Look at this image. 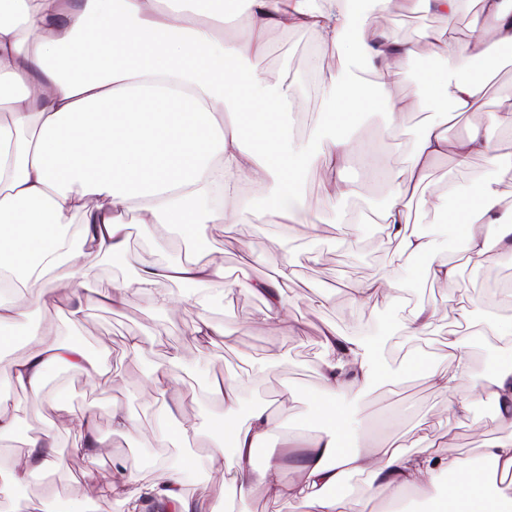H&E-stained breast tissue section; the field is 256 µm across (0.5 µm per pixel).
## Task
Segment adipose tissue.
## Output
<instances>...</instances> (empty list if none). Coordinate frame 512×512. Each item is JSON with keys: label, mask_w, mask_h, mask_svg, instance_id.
Masks as SVG:
<instances>
[{"label": "adipose tissue", "mask_w": 512, "mask_h": 512, "mask_svg": "<svg viewBox=\"0 0 512 512\" xmlns=\"http://www.w3.org/2000/svg\"><path fill=\"white\" fill-rule=\"evenodd\" d=\"M201 2L0 0V111L11 114L10 122L0 123V328L29 348L19 359L0 357L1 442L17 433L7 407L22 396L42 400L51 370L63 367L97 382L110 376L106 364L81 344L30 328L29 315L42 307L45 295L66 288L86 303L103 302L115 311L136 294L160 312L185 303L198 310L192 335L209 343L223 335V326L208 315L207 300L194 292L223 282L222 260H170L135 269L133 283L115 279L107 288H89L92 270L85 256L125 259L129 211L140 213L145 229L163 227L177 235L188 227L199 238L212 225L241 223L255 196L276 223L305 224L299 185L315 168L322 171L330 201L347 200L356 192L345 177L351 136L334 115L364 114L376 106L343 96V88L360 67L385 78L416 59L417 46L396 39L384 24L394 12L426 9L450 21L467 0H235L238 26L231 39L218 34L228 19L223 11L201 16ZM479 2L467 43L447 27L426 35V79L446 107L410 138L406 167L387 172L394 189L377 214L380 234L400 253L426 257L428 277L450 288L460 270L449 251L462 253L475 267L494 252L512 255V215L502 213L492 182L478 186L480 201L462 223H449L453 242L409 230L408 199L437 213L448 208V193L432 191L427 181L438 159L452 155L463 164L481 157L502 175L512 174V87L502 92L503 111L470 125L462 138L448 137L449 118L484 106L482 84L459 70L456 58L469 53L492 71L499 50L512 48V0ZM273 30L306 33L316 51L338 55L337 67L315 75L332 117L302 140L290 128L303 83L288 76L272 79L249 66L265 53ZM86 200L92 208L82 223H74L73 210ZM295 275L294 260L285 256L270 275L238 288L263 299L265 320L284 324L283 295ZM166 280L191 290L163 289ZM433 319L432 310L419 307L402 323L378 320L354 335L323 330L318 375L325 397L314 408L324 427L312 435L301 425L274 424L266 402L254 404L245 420L233 419L245 399L243 384L232 377L214 381L209 398L224 408L225 417L196 415L179 422L178 433L187 444L230 435L228 447L206 457L209 471L221 474L233 492L224 512H235L236 498L257 488L270 499L296 502L302 512H366L363 497L335 494L353 474L396 501L415 494L427 512H512V433L485 443L486 471L427 441L411 454L343 447L356 428L340 398L385 375L391 339L424 332ZM472 339L469 332L449 335L447 367L425 372L447 395L448 415L457 420L471 411L473 393L462 383L472 372ZM274 437L284 447L303 449L297 481H284L277 460L255 466V449ZM25 447L11 465H0V493L41 484L63 471L49 434L27 436ZM186 468V461L175 460L164 481L143 483L116 460L111 481L98 495L119 502L125 512H207L205 502L185 489Z\"/></svg>", "instance_id": "obj_1"}]
</instances>
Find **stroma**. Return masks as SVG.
Returning a JSON list of instances; mask_svg holds the SVG:
<instances>
[{
  "instance_id": "obj_1",
  "label": "stroma",
  "mask_w": 512,
  "mask_h": 512,
  "mask_svg": "<svg viewBox=\"0 0 512 512\" xmlns=\"http://www.w3.org/2000/svg\"><path fill=\"white\" fill-rule=\"evenodd\" d=\"M270 53L258 61L259 69L271 75L287 71L304 74L308 68L310 39L302 32H270ZM427 67L425 58L415 59L403 72L388 78L387 90H380V80L372 72H365L357 84L347 87L350 95H368L376 102L386 96L419 95L420 110L404 115L407 135H414L425 124L432 122L439 108L437 94L425 82L422 73ZM484 108L457 118L448 126L450 139L462 137L469 125L483 123L488 113L501 106L500 90L512 84V58L500 60L496 71L485 81ZM357 135L353 140L355 153L352 166L346 172L360 195L359 202H367L380 193H390L391 185L377 179L376 170L403 165L404 142H381L379 133L384 127L382 114L371 118L357 117L352 121ZM428 180L436 190H446L449 184L468 186L475 182L495 181L501 191L503 210H512V180L502 178L495 167L484 160H470L458 166L449 156L431 165ZM308 207L313 212H325L326 221L317 230L296 225L292 235H284L278 226L270 224L263 206H256L244 223L225 230L223 225L211 226L198 239L195 257L200 261L220 258L224 261L227 280L246 281L264 277L283 254L293 255L297 261V275L287 289V328L266 323L265 305L255 295L233 291L221 294L212 301L210 315L224 327L218 343L205 344L191 335L190 325L196 318L194 307L179 305L167 313L152 309L147 298H136L120 311L103 305L84 306L78 315L79 326L72 331L73 341L88 350L106 345L113 361L115 378L107 391L94 389L84 376L65 370L52 371L47 379L45 400L21 405L15 412L18 432L8 441L7 453H23V440L33 432L55 435L57 450L64 459V472L46 477L42 485L16 490L12 502L23 507H37L41 500L63 502L73 498L76 481L86 471H93L98 484L112 478V462L127 461L133 476L142 482H160L167 474V464L173 457H197L210 452L214 439L202 438L189 446H181L177 431L160 433L159 416L163 407L144 377L170 355H177L185 374V382L178 396L175 412L179 420L193 418L200 413L220 415V408L206 396L212 377L240 376L249 390L263 391L273 400L271 408L275 423L288 426L315 425V410L310 397L320 391L317 374L322 355L320 328L324 322L333 323L339 331L350 332L365 325L370 317L400 318L416 305L430 307L434 323L428 334L405 345L394 347L389 355L390 374L363 392L348 393L345 408L358 412L364 431L360 445L375 451H385L397 444L403 450L414 451L420 435L429 441L452 448L465 459L474 458L484 442L511 432L497 411H484L488 399H474V408L468 419H449L446 394L436 390L423 374L425 365L448 361L446 337L456 321L460 306H471L472 301L493 293L497 305L492 312L473 308L471 319L483 324L490 320L512 322V258L491 254L480 267L462 265L456 287L449 288L436 282H426L424 267L411 268V285L401 291L400 307L387 304L384 296H376L369 306L353 303L352 287L360 281L376 279L393 260L391 245L379 235H366L353 211L345 214L330 210L321 187L320 174H312L304 187ZM129 225L136 231V249L131 259L112 261L90 257L98 277L93 285L108 287L112 278H132L134 269L165 259L175 252L176 242L163 237L162 249L150 247L137 218ZM318 259H311V252ZM168 331L159 337L156 345L138 356L127 353L128 336L148 333L158 326ZM278 358L282 366L271 374L259 372L258 366L267 359ZM62 396L72 410L73 420L62 423L50 400ZM122 404L138 421V428L129 435L111 432L109 413L113 404ZM92 415L103 440L102 457L98 465H90L74 455L73 447L80 441L76 420Z\"/></svg>"
}]
</instances>
